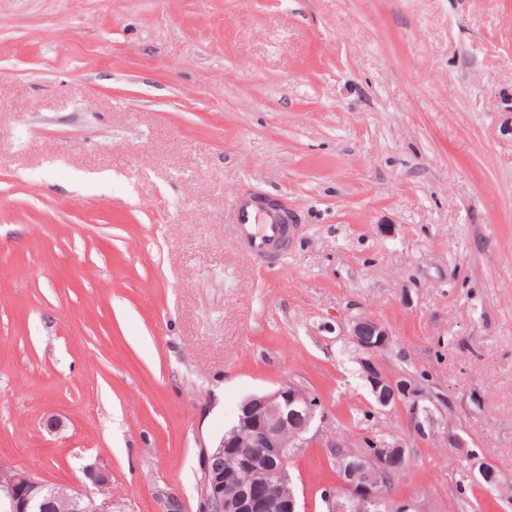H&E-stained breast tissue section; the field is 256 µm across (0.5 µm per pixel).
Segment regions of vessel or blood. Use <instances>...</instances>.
I'll list each match as a JSON object with an SVG mask.
<instances>
[{
  "label": "vessel or blood",
  "instance_id": "obj_1",
  "mask_svg": "<svg viewBox=\"0 0 512 512\" xmlns=\"http://www.w3.org/2000/svg\"><path fill=\"white\" fill-rule=\"evenodd\" d=\"M287 218L285 210L263 205L250 192L238 197L230 211L240 239L253 256L263 260L273 258L285 243Z\"/></svg>",
  "mask_w": 512,
  "mask_h": 512
}]
</instances>
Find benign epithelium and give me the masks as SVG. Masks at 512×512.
<instances>
[{"label":"benign epithelium","instance_id":"obj_1","mask_svg":"<svg viewBox=\"0 0 512 512\" xmlns=\"http://www.w3.org/2000/svg\"><path fill=\"white\" fill-rule=\"evenodd\" d=\"M350 336L360 345L362 368L376 397L378 406L391 407L409 403L418 412L421 403L445 401V395H434L412 378L391 376L378 366V353L388 347L391 333L387 326L369 316L358 318ZM320 408L319 401L303 388L286 383L278 388L247 398L233 426L209 450L204 458V490L206 512H300V503L288 464L298 449L309 445L307 433ZM292 431L294 448H288L284 433ZM248 441L259 453L239 460V466L250 476L247 485L233 484L224 478V453ZM405 443L400 439L378 443L355 451L359 460L339 459L336 486L322 489L324 512H347L353 501L364 512H376L385 501L382 483L403 473L400 461ZM276 459L284 475L277 483L268 480L261 460ZM11 482L0 488V512H32L46 495L48 484L26 470L11 468ZM100 487L97 496L87 495L74 487H66L73 512H126L112 497L110 479L103 470L93 473Z\"/></svg>","mask_w":512,"mask_h":512}]
</instances>
